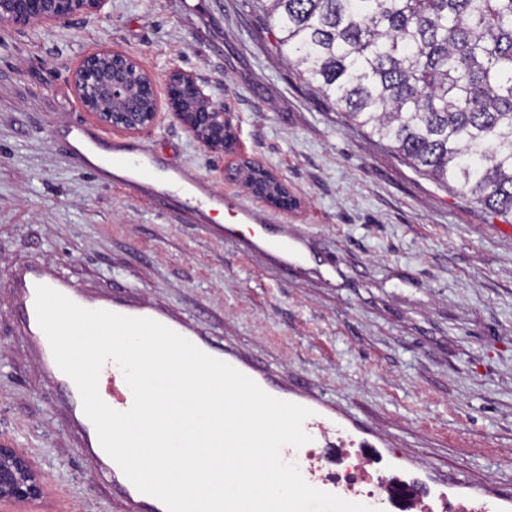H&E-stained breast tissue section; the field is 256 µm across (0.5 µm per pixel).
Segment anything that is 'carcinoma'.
<instances>
[{
	"instance_id": "cac0c4a2",
	"label": "carcinoma",
	"mask_w": 512,
	"mask_h": 512,
	"mask_svg": "<svg viewBox=\"0 0 512 512\" xmlns=\"http://www.w3.org/2000/svg\"><path fill=\"white\" fill-rule=\"evenodd\" d=\"M255 2L338 111L512 221V0Z\"/></svg>"
}]
</instances>
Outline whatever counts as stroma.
Instances as JSON below:
<instances>
[{
    "label": "stroma",
    "mask_w": 512,
    "mask_h": 512,
    "mask_svg": "<svg viewBox=\"0 0 512 512\" xmlns=\"http://www.w3.org/2000/svg\"><path fill=\"white\" fill-rule=\"evenodd\" d=\"M251 0H109L39 34L0 30V275L48 263L76 287L174 312L290 385L323 396L438 476L512 496V224L418 172L282 60ZM101 43L165 81L193 72L232 112L217 157L172 119L140 142L228 197L239 158L297 206L267 207L344 283L282 272L237 242L106 187L50 138L87 121L70 72ZM0 286V445L41 471L42 500L0 512H115L109 475L73 448L55 392Z\"/></svg>",
    "instance_id": "obj_1"
}]
</instances>
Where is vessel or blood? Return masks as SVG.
I'll use <instances>...</instances> for the list:
<instances>
[{"label": "vessel or blood", "instance_id": "vessel-or-blood-1", "mask_svg": "<svg viewBox=\"0 0 512 512\" xmlns=\"http://www.w3.org/2000/svg\"><path fill=\"white\" fill-rule=\"evenodd\" d=\"M68 154L77 159L101 184L118 186L143 196L163 207L181 209L196 221L209 214L227 211L231 224L221 228V235L238 237L244 251L265 257L276 269H298L316 265L327 279H335V265L317 262L310 244L300 235L286 232L281 225L253 206L231 201L217 191L195 170L170 165L158 153L144 148L138 141L113 139L105 131L82 123H64L51 133ZM251 226L249 235L238 236V225ZM44 284L63 293L76 304L88 309H105L121 315L154 319L190 340L202 351L233 366L272 396L306 406L313 411L304 423L311 437L310 445L322 449L331 458L346 455L348 447H356L359 455L379 463L390 455V445L383 443L373 432L366 430L355 418L337 410L335 404L319 395H303L259 365L244 359L230 348H216L208 337L175 315L150 304L132 305L110 293L80 290L61 279L50 265L23 268L13 275L15 305L13 315L20 331L28 336L31 350L44 380L57 391L64 409L72 443L97 464L112 472V498L118 512H166L158 499L138 491L123 471L101 447L96 429L83 411L81 398L74 382L54 361L50 345L38 325L35 311V287ZM101 398L117 411L128 410L133 402L132 392L118 365L104 367L98 383ZM285 461L299 465L303 478L315 488L330 492L345 500L357 497L354 489L328 485L319 470L306 467L302 449L284 447ZM392 480L405 486L409 496L405 504H397L391 487L366 498L367 506L378 512H465V501L478 503L481 512H512V497L497 496L486 500L478 487H471L468 500L458 495L461 482L451 478L439 479L418 466L401 465L393 469Z\"/></svg>", "mask_w": 512, "mask_h": 512}]
</instances>
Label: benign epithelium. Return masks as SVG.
Here are the masks:
<instances>
[{
  "label": "benign epithelium",
  "mask_w": 512,
  "mask_h": 512,
  "mask_svg": "<svg viewBox=\"0 0 512 512\" xmlns=\"http://www.w3.org/2000/svg\"><path fill=\"white\" fill-rule=\"evenodd\" d=\"M108 0H0V28L67 26L101 13ZM79 106L103 127L130 135L155 130L166 116L176 120L207 151L224 155L237 143V129L224 105L197 76L169 72L164 93L156 78L132 56L102 45L87 51L70 72ZM237 175L254 182V196L278 208L297 204L288 186L271 170L239 162ZM43 495L40 475L29 457L0 448V503L26 502Z\"/></svg>",
  "instance_id": "7a95c632"
}]
</instances>
